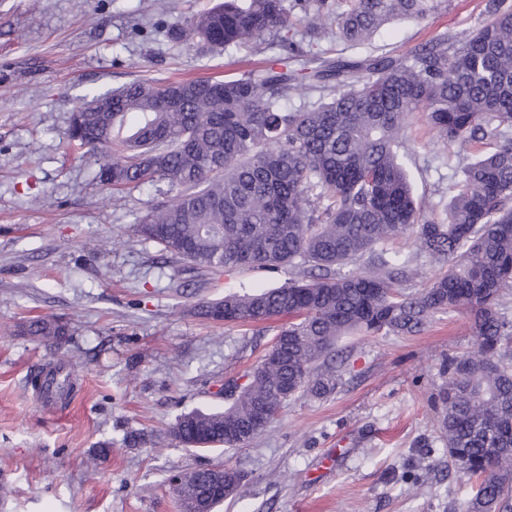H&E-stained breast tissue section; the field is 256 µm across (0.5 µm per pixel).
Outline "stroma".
<instances>
[{
	"label": "stroma",
	"instance_id": "stroma-1",
	"mask_svg": "<svg viewBox=\"0 0 512 512\" xmlns=\"http://www.w3.org/2000/svg\"><path fill=\"white\" fill-rule=\"evenodd\" d=\"M219 0H0V512H178L171 478L223 466L241 471L240 493L214 512H462L473 480L448 463L438 395L449 357L471 351L467 314H440L415 335L350 336L342 384L300 397L251 443L202 453L173 441L178 416L224 403L222 385L252 366L280 320L249 329L193 315L230 286L275 288L281 271L198 275L162 264L136 232L142 216L175 197L166 183L102 190L97 166L68 145L71 115L91 89L142 78L224 77L260 65L174 41L186 16ZM486 0H448L426 21H397L376 39L404 53L437 33L478 27ZM411 166L424 210L441 216L466 162L416 122ZM406 292L445 268L415 237ZM53 315L71 338L54 351L13 329ZM67 365L76 393L44 404L28 383L38 366ZM148 442L123 445L126 430ZM109 457L89 468L99 441Z\"/></svg>",
	"mask_w": 512,
	"mask_h": 512
}]
</instances>
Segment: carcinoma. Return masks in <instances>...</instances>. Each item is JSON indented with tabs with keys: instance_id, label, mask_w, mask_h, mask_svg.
<instances>
[{
	"instance_id": "carcinoma-1",
	"label": "carcinoma",
	"mask_w": 512,
	"mask_h": 512,
	"mask_svg": "<svg viewBox=\"0 0 512 512\" xmlns=\"http://www.w3.org/2000/svg\"><path fill=\"white\" fill-rule=\"evenodd\" d=\"M447 0H224L184 19L175 37L228 53H270L254 71L223 79L112 90L114 112L91 111L90 90L69 138L98 165L104 186L164 182L171 203L137 225L164 256L212 274L285 270L266 290H233L194 314L237 327L286 317L243 383L227 385L223 409L180 415L170 433L199 450L242 447L299 395L332 394L339 341L415 334L438 313L465 310L474 349L448 358L440 431L448 460L477 478L464 512H512V321L500 297L512 288V4L487 0L462 36L440 32L404 54L376 49L358 60L326 57V39L372 41L398 18L421 22ZM316 102L288 108L295 96ZM419 114L450 148L474 155L449 187L444 215L417 203L403 136ZM411 233L448 262L428 287L402 291L414 256L389 247ZM18 333L68 342V323L33 315ZM60 396L70 374L50 372ZM214 471L192 473L179 498L205 512L224 501Z\"/></svg>"
}]
</instances>
